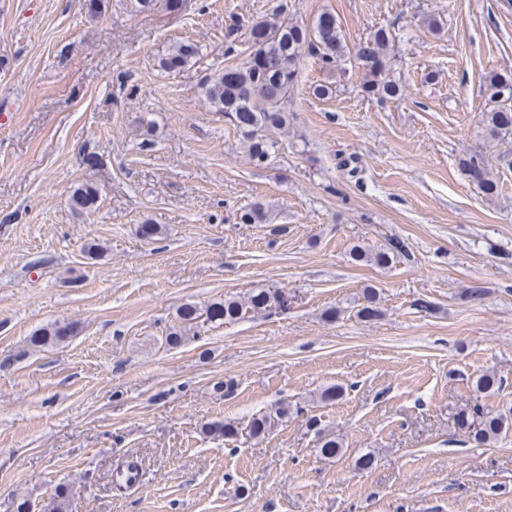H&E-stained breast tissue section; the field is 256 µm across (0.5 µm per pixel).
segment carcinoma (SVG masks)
<instances>
[{"mask_svg": "<svg viewBox=\"0 0 512 512\" xmlns=\"http://www.w3.org/2000/svg\"><path fill=\"white\" fill-rule=\"evenodd\" d=\"M250 54L242 66L215 71L203 82V91L215 111L224 114L245 145L250 162L259 165L276 151L271 134L288 128V98L298 74V65L304 53L313 55L322 66L335 68L345 53L344 37L336 17L330 12L321 13L312 25L286 21L276 13L251 23L249 28ZM394 40L387 28L376 30L356 50V63L364 73L362 91L379 101L402 96L403 88L391 76L392 63L387 47ZM199 55L192 43L178 42L171 46L161 59L160 66L168 72L179 71ZM493 107L484 113V133L491 140L505 139L512 135V77L494 72L485 77L481 89ZM468 176L487 195L497 192V184L484 169L483 159L477 155L461 160ZM97 199V188L85 185L74 191L72 204L81 211L91 207ZM243 224H263L266 212L260 203L243 210ZM399 247L392 244L376 252L360 246L350 250L355 261L387 264ZM287 304L283 294L265 288L254 289L247 298H226L211 303L206 309V319L235 323L250 312H260ZM382 315L375 289L364 290V303L357 311L361 319L372 320ZM67 336V329L55 326L32 336L35 343L60 341ZM461 427L472 430L473 438L482 443L496 437L503 429L504 420L486 414L479 420L464 417Z\"/></svg>", "mask_w": 512, "mask_h": 512, "instance_id": "obj_1", "label": "carcinoma"}]
</instances>
